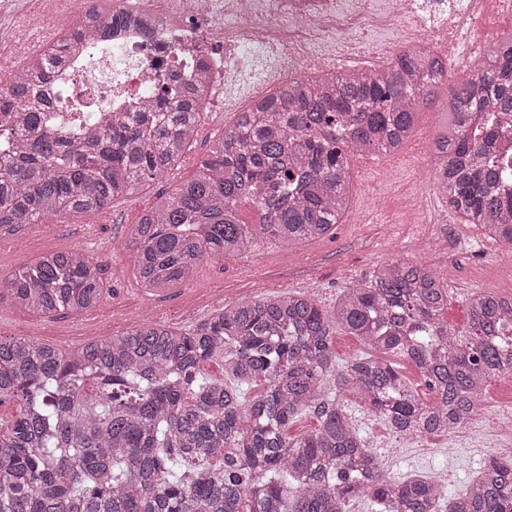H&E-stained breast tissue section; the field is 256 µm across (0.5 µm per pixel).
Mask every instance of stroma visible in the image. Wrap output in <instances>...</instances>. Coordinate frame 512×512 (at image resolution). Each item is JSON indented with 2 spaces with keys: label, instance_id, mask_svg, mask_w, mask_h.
Here are the masks:
<instances>
[{
  "label": "stroma",
  "instance_id": "1",
  "mask_svg": "<svg viewBox=\"0 0 512 512\" xmlns=\"http://www.w3.org/2000/svg\"><path fill=\"white\" fill-rule=\"evenodd\" d=\"M469 71V64L450 60L448 78L422 111L419 130L429 132L443 122L447 100ZM223 132L222 120L202 123L177 167L108 207L92 241H85L87 220L78 215L30 225L20 246L10 239L1 240V274L30 264L43 254L79 247L104 266L108 290L95 308L81 314L62 312L40 317L2 303L0 336H34L70 351L83 342L84 321L94 322L100 336L106 337L142 323L147 309L152 312L148 318L154 322L189 328L221 307L283 291L309 293L330 307L344 289L364 283L378 263L391 258L421 261L443 274L448 289L444 318L458 330L465 326L467 298L473 289L512 293V265L498 256L495 243L480 227L448 212L438 196L428 197L421 223H407L405 193L422 187L427 173L410 147L396 156L372 154L351 159L348 212L332 234L292 246L264 240L243 255H210L183 286L165 292L146 291L128 260L126 243L132 226L155 204L159 193L171 192L195 175L200 157ZM355 415L363 436L385 456L393 475L407 477L424 471L458 490L481 461L480 454L468 449L435 454L423 461L406 453H392L382 442L379 417L360 407Z\"/></svg>",
  "mask_w": 512,
  "mask_h": 512
}]
</instances>
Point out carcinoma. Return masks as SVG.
I'll return each instance as SVG.
<instances>
[{"mask_svg":"<svg viewBox=\"0 0 512 512\" xmlns=\"http://www.w3.org/2000/svg\"><path fill=\"white\" fill-rule=\"evenodd\" d=\"M60 49L30 76L0 85V240L70 214L92 216L174 168L193 140L205 86L166 89L165 112L113 115L72 138L48 124L37 90L64 64ZM448 77L425 49L367 75L298 79L224 130L194 177L157 196L128 251L148 291L191 279L208 255L243 254L331 233L348 209L359 154H390ZM434 136L436 189L467 224L512 246V192L492 159L498 132L478 112L512 113V36L500 39L448 99ZM250 199L260 224H242ZM102 265L78 250L48 253L0 274V303L39 315L80 313L106 290ZM448 289L429 266L393 258L331 309L299 292L238 302L189 329L145 322L62 352L33 337L0 338V512H440L444 488L382 471L356 429L347 395L399 434L452 433L473 419L488 382L512 374V302L475 290L466 329L442 318ZM343 331L422 373L435 400L382 360L341 362ZM212 361L223 377L201 365ZM261 382L250 399L244 386ZM318 426L290 436L306 412ZM449 512H512V458L493 453Z\"/></svg>","mask_w":512,"mask_h":512,"instance_id":"obj_1","label":"carcinoma"}]
</instances>
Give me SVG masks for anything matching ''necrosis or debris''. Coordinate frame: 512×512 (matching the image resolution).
<instances>
[{
    "instance_id": "necrosis-or-debris-1",
    "label": "necrosis or debris",
    "mask_w": 512,
    "mask_h": 512,
    "mask_svg": "<svg viewBox=\"0 0 512 512\" xmlns=\"http://www.w3.org/2000/svg\"><path fill=\"white\" fill-rule=\"evenodd\" d=\"M486 0H112L133 22L111 42L79 37L68 66L51 78L50 109L62 129L101 124L115 112L157 102L164 87L204 79L209 104L238 119L278 86L334 68L321 37L347 43L346 31L405 25V43L439 57L456 48L480 54L492 38ZM100 0H33L7 14L0 36L18 50L0 55L9 81Z\"/></svg>"
}]
</instances>
